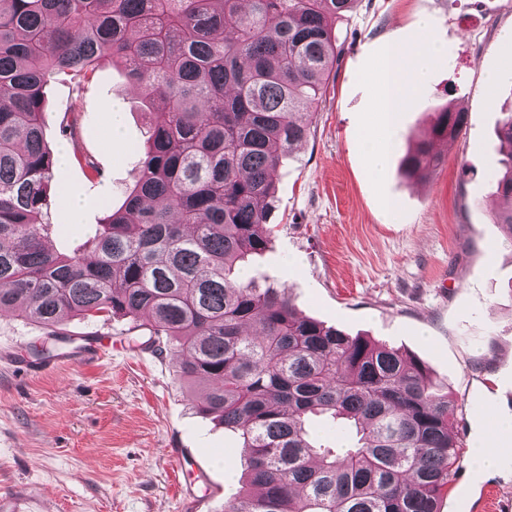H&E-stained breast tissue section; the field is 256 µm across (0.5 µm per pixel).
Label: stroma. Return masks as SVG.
I'll return each mask as SVG.
<instances>
[{
  "label": "stroma",
  "instance_id": "35a3bbf8",
  "mask_svg": "<svg viewBox=\"0 0 512 512\" xmlns=\"http://www.w3.org/2000/svg\"><path fill=\"white\" fill-rule=\"evenodd\" d=\"M424 23L441 57L377 176L362 148L378 123L370 68L388 45L418 42ZM335 32L341 57L307 141L277 172L273 234L248 274L285 284L307 317L421 360L458 404L460 477L512 496V462L487 471L470 459L477 443H497L487 417L512 421V246L491 221L488 173L497 121L512 108V67L503 62L512 0H359ZM45 98L53 151L66 146L58 127L78 103L83 145L101 171L87 180L71 160L54 174L61 228L52 244L69 253L138 180L131 152L146 140L147 120L137 90L109 63L82 96L53 81ZM114 102L124 136L110 148L106 110ZM448 103L467 112L465 128L438 142L444 163L428 179H403L410 135ZM71 193L84 201L80 226L67 222ZM390 201L395 224L385 217ZM291 257L296 267L287 266ZM66 329L76 342L99 336L101 358L33 373L39 348L59 349V341L24 318L0 315V512H224L238 487L242 442L198 411L203 386L183 384L169 350L146 346L124 320L75 318Z\"/></svg>",
  "mask_w": 512,
  "mask_h": 512
}]
</instances>
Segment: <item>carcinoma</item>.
<instances>
[{
    "label": "carcinoma",
    "mask_w": 512,
    "mask_h": 512,
    "mask_svg": "<svg viewBox=\"0 0 512 512\" xmlns=\"http://www.w3.org/2000/svg\"><path fill=\"white\" fill-rule=\"evenodd\" d=\"M357 2L0 0V313L56 340L72 318L100 317L165 341L180 379L206 388L199 411L248 449L224 512H440L460 462L455 401L419 361L238 276L267 248L274 175L307 139L341 53L330 22ZM107 59L163 111L122 205L61 253L44 88H79ZM466 120L451 104L431 112L405 176L441 167L436 142ZM61 131L100 174L77 118ZM497 138L491 219L512 242V111Z\"/></svg>",
    "instance_id": "1"
}]
</instances>
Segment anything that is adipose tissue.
Instances as JSON below:
<instances>
[{
    "instance_id": "adipose-tissue-1",
    "label": "adipose tissue",
    "mask_w": 512,
    "mask_h": 512,
    "mask_svg": "<svg viewBox=\"0 0 512 512\" xmlns=\"http://www.w3.org/2000/svg\"><path fill=\"white\" fill-rule=\"evenodd\" d=\"M438 56L436 44L424 38L411 47L391 45L385 57L374 64V110L380 116V125L376 132L365 138V152L372 173H382L393 148L391 132L398 125L402 110L414 104L416 92L427 80Z\"/></svg>"
}]
</instances>
